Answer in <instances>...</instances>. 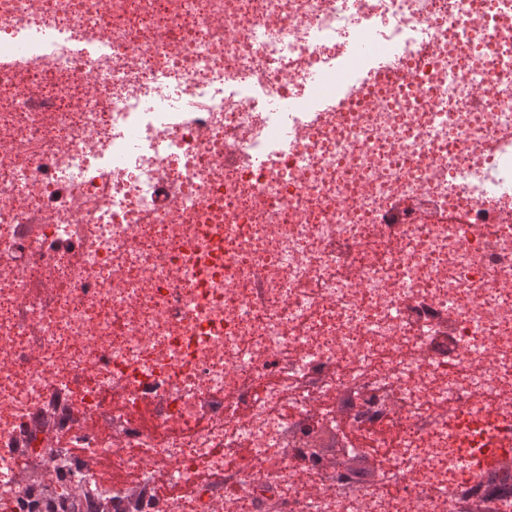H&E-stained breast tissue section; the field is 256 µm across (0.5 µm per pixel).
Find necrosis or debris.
<instances>
[{
	"instance_id": "4bbe7bcc",
	"label": "necrosis or debris",
	"mask_w": 512,
	"mask_h": 512,
	"mask_svg": "<svg viewBox=\"0 0 512 512\" xmlns=\"http://www.w3.org/2000/svg\"><path fill=\"white\" fill-rule=\"evenodd\" d=\"M15 54L0 512H512L461 460L512 426V0H0Z\"/></svg>"
}]
</instances>
